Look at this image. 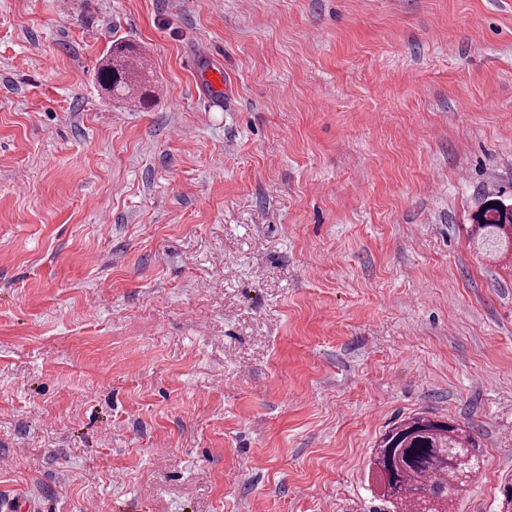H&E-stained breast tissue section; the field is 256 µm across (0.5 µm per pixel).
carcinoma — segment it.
<instances>
[{"label":"carcinoma","mask_w":512,"mask_h":512,"mask_svg":"<svg viewBox=\"0 0 512 512\" xmlns=\"http://www.w3.org/2000/svg\"><path fill=\"white\" fill-rule=\"evenodd\" d=\"M138 59L135 46L112 45L97 72L99 86L126 103L146 104L150 80ZM505 205L501 196L488 195L475 215L473 243L485 254L512 248V223H501ZM483 464L470 430L453 420L416 413L382 433L372 448L369 472L381 512H456Z\"/></svg>","instance_id":"1"}]
</instances>
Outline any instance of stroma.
<instances>
[{
    "label": "stroma",
    "instance_id": "35a3bbf8",
    "mask_svg": "<svg viewBox=\"0 0 512 512\" xmlns=\"http://www.w3.org/2000/svg\"><path fill=\"white\" fill-rule=\"evenodd\" d=\"M123 40L148 109L95 82ZM495 192L512 0H0V505L373 512L424 412L482 446L458 512H501ZM505 205L508 204L501 195H487L475 215L477 224L472 227V239L476 249L482 253L495 256L508 251L509 247L512 250V222H500Z\"/></svg>",
    "mask_w": 512,
    "mask_h": 512
}]
</instances>
